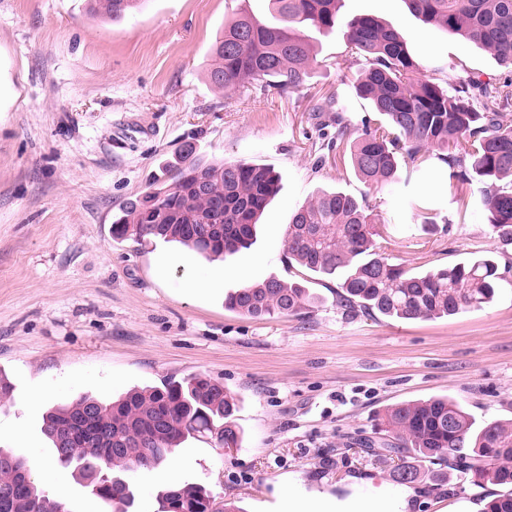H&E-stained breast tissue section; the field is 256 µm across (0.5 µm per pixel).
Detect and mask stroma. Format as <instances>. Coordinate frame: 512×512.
Instances as JSON below:
<instances>
[{
    "mask_svg": "<svg viewBox=\"0 0 512 512\" xmlns=\"http://www.w3.org/2000/svg\"><path fill=\"white\" fill-rule=\"evenodd\" d=\"M267 20L265 0H148L122 23L92 17L86 0H0V375L13 385L0 408V448L45 466L39 488L69 483L74 512H111L54 459L42 432L52 407L80 395L117 398L133 387L204 373L237 403L240 448L188 440L170 458L182 484L204 486L243 512H284L289 492L347 512L357 498L396 489L393 461L362 446L394 404L446 396L477 422L512 419V278L480 309L448 318H348L336 283L314 281L309 314L256 319L224 307L225 293L270 276L296 277L286 230L317 191L368 194L377 224L403 215L386 254L426 272L496 254L479 185L457 191L433 163L410 188L368 189L349 159L332 161V128L311 115L332 96L355 123L358 59L342 29L318 36L307 86L285 97L248 87L231 95L206 79L211 47L240 8ZM396 27L419 75L442 87L506 69L484 49L423 24L405 0H342L350 20ZM192 141L205 159L256 161L280 177L257 239L222 261L177 243L112 236L127 199ZM435 201L437 231L411 196ZM220 272L218 288L186 289ZM44 388L38 406L28 393ZM442 487L409 485L408 512H481L484 488L446 470ZM135 512H162L161 470L129 472Z\"/></svg>",
    "mask_w": 512,
    "mask_h": 512,
    "instance_id": "1",
    "label": "stroma"
}]
</instances>
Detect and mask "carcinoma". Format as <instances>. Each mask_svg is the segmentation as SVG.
I'll use <instances>...</instances> for the list:
<instances>
[{"label":"carcinoma","mask_w":512,"mask_h":512,"mask_svg":"<svg viewBox=\"0 0 512 512\" xmlns=\"http://www.w3.org/2000/svg\"><path fill=\"white\" fill-rule=\"evenodd\" d=\"M145 0H90L91 9L113 21ZM270 22L242 9L212 46L208 81L229 93L263 82L280 97L304 87L315 66L309 32L332 31L340 0H267ZM426 24L480 45L512 69V0H406ZM345 38L363 62L357 95L382 121L353 125L333 100L331 149L350 148L355 175L369 187L400 180L401 167L417 169L430 156L447 165L449 184H484L483 205L500 243L512 244V77L497 83L466 76L452 90L417 77L419 66L398 30L371 15L347 26ZM269 167L247 160L204 162L192 142L176 161L128 200L112 221V235L139 244L178 242L211 260L252 244L253 231L278 188ZM374 224L367 195L321 190L298 207L287 227L288 262L320 279H336V307L347 317L380 315L429 320L490 303L512 261L493 256L417 273L393 263ZM307 279L270 277L227 293L225 308L252 318L303 315L316 304ZM236 403L224 386L202 374L135 387L116 400L83 396L48 412L43 433L57 460L73 468L82 486L115 508L132 512L135 496L123 478L127 467L166 464L188 439H214L237 448L241 429ZM383 435L370 444L383 457H397L393 480L412 484L429 477L424 463L444 465L475 486L497 487L483 512H512V421L475 426L474 417L447 397L401 402L380 418ZM163 512H240L232 501L216 510L205 489L173 485L161 493ZM0 512H73L34 483L21 456L0 448Z\"/></svg>","instance_id":"obj_1"}]
</instances>
